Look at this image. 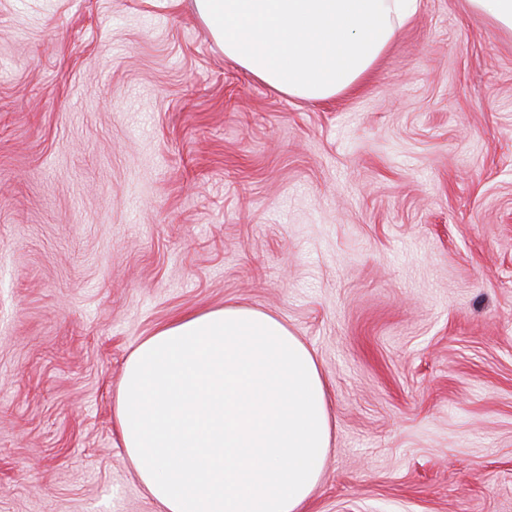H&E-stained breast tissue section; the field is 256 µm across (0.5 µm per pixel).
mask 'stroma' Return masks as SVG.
<instances>
[{
	"mask_svg": "<svg viewBox=\"0 0 512 512\" xmlns=\"http://www.w3.org/2000/svg\"><path fill=\"white\" fill-rule=\"evenodd\" d=\"M227 304L326 382L307 512H512V31L419 0L315 102L192 0H0V512H162L115 391Z\"/></svg>",
	"mask_w": 512,
	"mask_h": 512,
	"instance_id": "stroma-1",
	"label": "stroma"
}]
</instances>
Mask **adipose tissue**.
Wrapping results in <instances>:
<instances>
[{
  "label": "adipose tissue",
  "instance_id": "1",
  "mask_svg": "<svg viewBox=\"0 0 512 512\" xmlns=\"http://www.w3.org/2000/svg\"><path fill=\"white\" fill-rule=\"evenodd\" d=\"M224 54L267 86L324 101L352 90L417 0H194ZM122 441L164 512H303L331 418L312 354L273 316L227 305L141 341L116 391Z\"/></svg>",
  "mask_w": 512,
  "mask_h": 512
}]
</instances>
